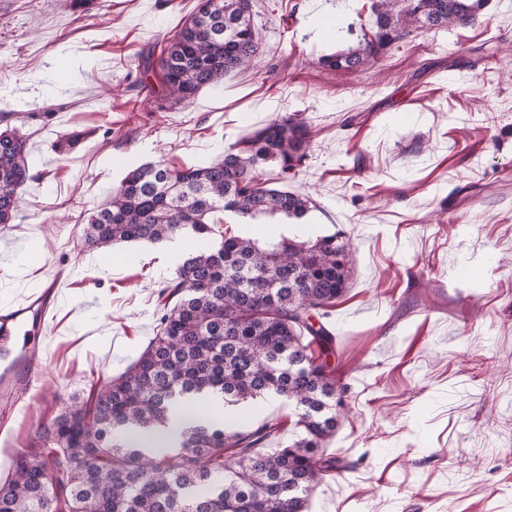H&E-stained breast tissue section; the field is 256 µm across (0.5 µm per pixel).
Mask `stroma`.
<instances>
[{"label":"stroma","instance_id":"35a3bbf8","mask_svg":"<svg viewBox=\"0 0 512 512\" xmlns=\"http://www.w3.org/2000/svg\"><path fill=\"white\" fill-rule=\"evenodd\" d=\"M254 68L151 111L134 82L198 0H0V113L20 114L33 173L0 226V301L70 282L48 367L6 443L31 447L66 403L91 402L157 331L185 242L84 247L87 210L131 164H204L276 116L312 132L290 190L316 207L269 236L352 241L327 318L346 408L327 456L340 476L308 512H512V0L418 31L358 72L321 67V24L371 28V0H254ZM73 129L74 151L53 143Z\"/></svg>","mask_w":512,"mask_h":512}]
</instances>
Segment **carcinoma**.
I'll return each instance as SVG.
<instances>
[{"label": "carcinoma", "mask_w": 512, "mask_h": 512, "mask_svg": "<svg viewBox=\"0 0 512 512\" xmlns=\"http://www.w3.org/2000/svg\"><path fill=\"white\" fill-rule=\"evenodd\" d=\"M199 0L196 11L149 54L138 88L166 109L253 65L261 46L253 0ZM486 0H372V34L321 58L332 71L377 62L414 31L475 20ZM307 122L270 121L204 165L146 163L129 169L83 228L103 253L122 242L191 238L156 336L121 374L99 382L91 404L74 401L39 434L46 447L16 455L0 512H305L311 492L336 469L324 457L336 434L347 386L329 363L333 338L322 319L351 277V242L339 234L301 240L237 235L241 224L300 221L314 207L303 193L271 187L263 166L288 179L307 157ZM28 138L0 131V224L12 223L33 179ZM214 395L235 406L266 395L295 410L288 439L277 418L248 428L205 417L186 426L175 453L166 445L177 409L204 412Z\"/></svg>", "instance_id": "1"}]
</instances>
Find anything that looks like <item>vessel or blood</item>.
I'll use <instances>...</instances> for the list:
<instances>
[{"label": "vessel or blood", "mask_w": 512, "mask_h": 512, "mask_svg": "<svg viewBox=\"0 0 512 512\" xmlns=\"http://www.w3.org/2000/svg\"><path fill=\"white\" fill-rule=\"evenodd\" d=\"M66 282L54 277L44 289L0 308V422L28 403L27 392L43 379L46 358L36 344L53 319Z\"/></svg>", "instance_id": "obj_1"}]
</instances>
